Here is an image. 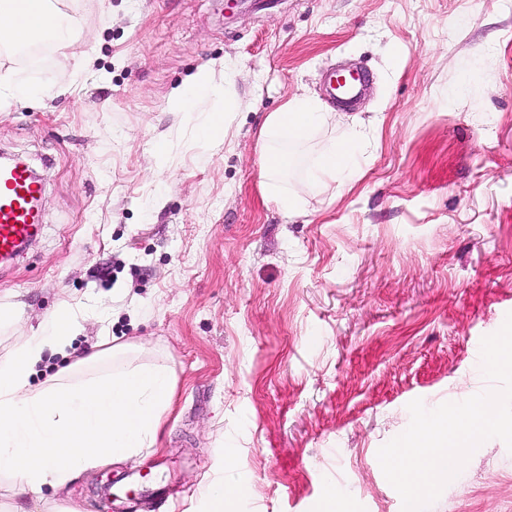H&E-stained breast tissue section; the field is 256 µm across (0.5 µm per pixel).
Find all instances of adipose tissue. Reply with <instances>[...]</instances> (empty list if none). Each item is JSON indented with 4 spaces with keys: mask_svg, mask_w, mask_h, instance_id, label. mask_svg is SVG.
<instances>
[{
    "mask_svg": "<svg viewBox=\"0 0 512 512\" xmlns=\"http://www.w3.org/2000/svg\"><path fill=\"white\" fill-rule=\"evenodd\" d=\"M53 14L55 22L46 34L47 40L64 45L70 40L72 19L55 7L53 0H0V38L16 47L30 45L33 39L34 12ZM230 87L214 85L209 74L203 71L190 76L175 94L181 111L194 112L215 97L231 98ZM334 115L328 112L319 99L297 96L285 108L270 113L261 131L264 143V171L267 178H275L285 167L283 147L301 144L308 133L330 125ZM358 130L347 131L322 154L318 170L321 176L332 180L350 179L356 173Z\"/></svg>",
    "mask_w": 512,
    "mask_h": 512,
    "instance_id": "1",
    "label": "adipose tissue"
}]
</instances>
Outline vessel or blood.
<instances>
[{
	"mask_svg": "<svg viewBox=\"0 0 512 512\" xmlns=\"http://www.w3.org/2000/svg\"><path fill=\"white\" fill-rule=\"evenodd\" d=\"M364 81L360 75L339 74L330 81L334 98H354ZM42 193L40 181L29 171L13 165L0 168V263L13 260L35 237L39 215L33 204Z\"/></svg>",
	"mask_w": 512,
	"mask_h": 512,
	"instance_id": "obj_1",
	"label": "vessel or blood"
}]
</instances>
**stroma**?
I'll list each match as a JSON object with an SVG mask.
<instances>
[{
    "label": "stroma",
    "mask_w": 512,
    "mask_h": 512,
    "mask_svg": "<svg viewBox=\"0 0 512 512\" xmlns=\"http://www.w3.org/2000/svg\"><path fill=\"white\" fill-rule=\"evenodd\" d=\"M73 18L41 65L0 51L45 97L0 98V154L44 184L40 233L0 269V360L69 305L65 350L111 371L112 347L167 364L172 401L153 447L19 494L0 512H94L106 485L158 476L177 512H206L235 454L244 512H402L379 448L407 405L494 389L480 342L512 312V0H59ZM369 79L352 181L310 175L332 130L288 156L286 216L267 194L260 130L297 94L326 98V71ZM211 69L235 98L227 137L173 91ZM167 148L156 155L153 144ZM429 512H512V451L477 449ZM227 134L224 126L223 110H213L209 112L208 121L199 128V136L207 141H214L225 138Z\"/></svg>",
    "instance_id": "stroma-1"
}]
</instances>
